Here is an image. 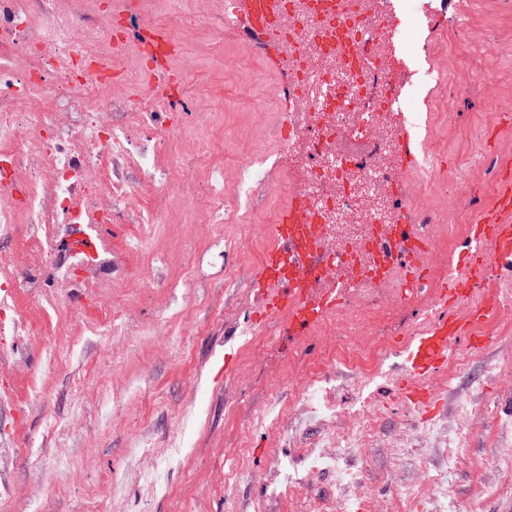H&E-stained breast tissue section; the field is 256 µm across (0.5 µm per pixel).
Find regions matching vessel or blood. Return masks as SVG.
<instances>
[{
  "label": "vessel or blood",
  "mask_w": 512,
  "mask_h": 512,
  "mask_svg": "<svg viewBox=\"0 0 512 512\" xmlns=\"http://www.w3.org/2000/svg\"><path fill=\"white\" fill-rule=\"evenodd\" d=\"M303 7L315 18L335 21L343 44L352 43L354 34L360 31L361 0H303ZM233 9L240 34L265 49L274 63H284L281 50L292 40V31L285 22L288 0H233ZM145 46L154 59L151 89L170 94L179 81L167 64L174 52L172 44L161 30L152 29L147 33ZM309 239L306 205L297 197L282 212L275 226L274 244L252 282L262 297L264 313H287L288 331L292 334L318 322L335 307L339 292L350 287L349 282H340L337 288L328 289L320 301H312L320 258ZM430 249L431 242L413 210H403L379 255L382 280L390 281L398 268L420 267ZM493 261H512L510 156L500 162L491 203L480 204L475 211L464 261L449 273L424 327L413 333L410 367L399 388L416 407L427 408L436 402L438 395L431 389L430 381L447 369L456 340H464L469 349L479 353L495 345V336L485 326L498 306L492 298L475 296L484 287L487 268Z\"/></svg>",
  "instance_id": "1"
}]
</instances>
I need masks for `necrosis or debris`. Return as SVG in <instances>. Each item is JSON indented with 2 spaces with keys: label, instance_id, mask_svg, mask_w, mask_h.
<instances>
[{
  "label": "necrosis or debris",
  "instance_id": "4bbe7bcc",
  "mask_svg": "<svg viewBox=\"0 0 512 512\" xmlns=\"http://www.w3.org/2000/svg\"><path fill=\"white\" fill-rule=\"evenodd\" d=\"M60 0H0V239L27 234L34 263L0 267V285L42 298L43 268L76 282L86 263L70 238L80 230L135 216L157 224L143 211L139 187L113 175L115 162L138 170L156 189L180 186L181 164L140 151L130 117H139L160 141H172L176 126L159 122L147 91L117 96L112 77L121 73L122 52L112 41V22L102 12H62ZM288 53L305 60L299 69L303 109L288 125L283 156L306 170L289 184L312 216L324 245V276L342 281L363 276L366 286L343 302L344 327L337 337L350 348L349 360L370 356L361 335L364 308L411 299L420 278H398L393 290L373 285L378 277L381 228L395 224L403 198L388 191L396 176L398 136L375 134L385 122L401 126L393 86L380 65L338 64L336 36L300 21Z\"/></svg>",
  "mask_w": 512,
  "mask_h": 512
}]
</instances>
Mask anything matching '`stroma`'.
Returning a JSON list of instances; mask_svg holds the SVG:
<instances>
[{
    "label": "stroma",
    "instance_id": "1",
    "mask_svg": "<svg viewBox=\"0 0 512 512\" xmlns=\"http://www.w3.org/2000/svg\"><path fill=\"white\" fill-rule=\"evenodd\" d=\"M137 2L141 25L167 21L185 48L172 60L182 73L176 97L159 99L163 122L182 131L167 150L181 159L183 188L196 193L219 169L233 220L207 224L178 200L144 194L162 223L105 225L112 264L86 269L93 287L60 288L51 274L54 307L15 296L36 333L15 339L0 328V512H437L421 482L443 472L453 512H512L502 453L512 447V317L495 347L438 382L441 407L427 417L395 383L410 326L434 304L446 270L428 265L424 292L393 312L363 310L380 367L365 386L358 369L332 359L338 313L297 335L284 315L255 322L247 283L273 244L267 225L292 200L293 174L274 173L277 192L243 183L236 151L253 144L272 157L287 141L286 76L249 40L224 35V0ZM421 2L401 0L397 46L380 48L393 79L407 84L411 138L443 175L480 150L512 153V129L491 147L469 137L512 114V0H432L427 18ZM184 15L195 26L179 27ZM199 92L214 104L204 121L180 103ZM204 138L213 152L201 161ZM253 334L260 350L247 345ZM227 357L234 368L217 378ZM309 372L338 406L366 398L375 411L362 450L346 459L356 482L344 494L306 455L326 434L351 431L345 417L299 413ZM464 403L472 414L452 464L445 444L421 431L454 423Z\"/></svg>",
    "mask_w": 512,
    "mask_h": 512
}]
</instances>
